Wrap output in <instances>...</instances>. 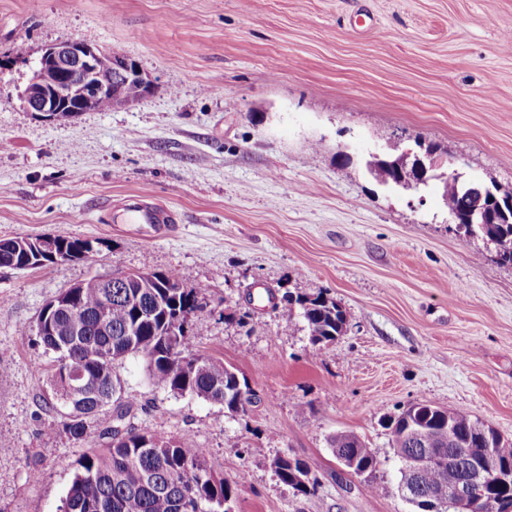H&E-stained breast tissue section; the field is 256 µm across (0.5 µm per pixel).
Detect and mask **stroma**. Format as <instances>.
<instances>
[{"mask_svg": "<svg viewBox=\"0 0 512 512\" xmlns=\"http://www.w3.org/2000/svg\"><path fill=\"white\" fill-rule=\"evenodd\" d=\"M70 40L135 60L152 92L66 122L27 111L30 62ZM21 42L27 63L0 73V239L103 245L0 268V512H59L85 453L44 405L54 355L36 318L119 271L200 288L197 352L253 390L231 414L156 386L142 357L114 369L127 425L192 436L234 512H411L382 422L414 403L512 439V265L449 224L442 184L394 189L368 167L430 146L512 192V0H0V58ZM136 193L179 223H127L117 204ZM287 291L334 299L344 333L311 342L278 306ZM339 431L374 450L370 477L336 461ZM280 456L308 465L314 493L279 481Z\"/></svg>", "mask_w": 512, "mask_h": 512, "instance_id": "1", "label": "stroma"}]
</instances>
